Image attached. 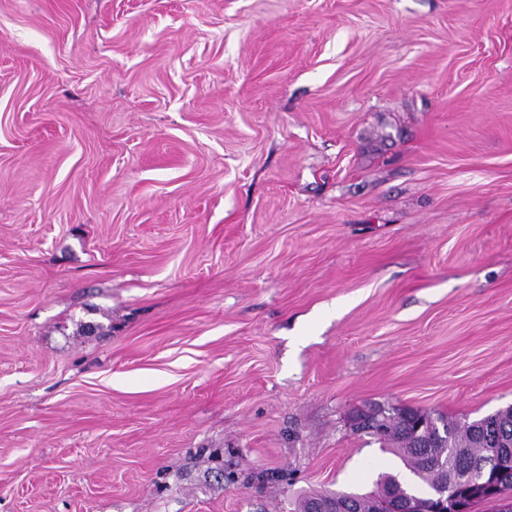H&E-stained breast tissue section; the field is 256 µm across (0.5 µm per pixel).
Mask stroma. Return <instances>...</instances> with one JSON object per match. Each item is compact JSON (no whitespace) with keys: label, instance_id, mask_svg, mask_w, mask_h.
<instances>
[{"label":"stroma","instance_id":"obj_1","mask_svg":"<svg viewBox=\"0 0 512 512\" xmlns=\"http://www.w3.org/2000/svg\"><path fill=\"white\" fill-rule=\"evenodd\" d=\"M373 405H512V0H0V512H288Z\"/></svg>","mask_w":512,"mask_h":512}]
</instances>
